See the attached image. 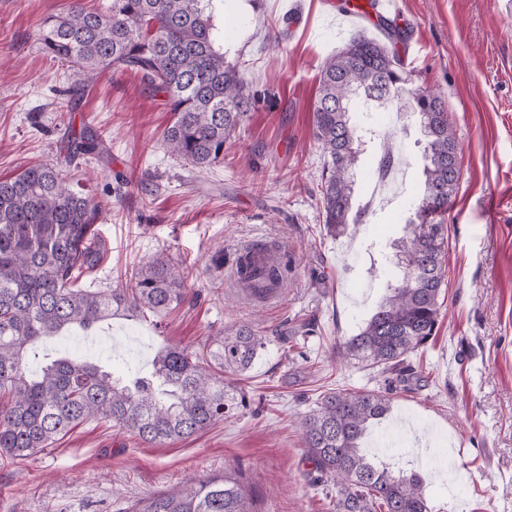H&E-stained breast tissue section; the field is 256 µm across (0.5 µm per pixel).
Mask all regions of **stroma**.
<instances>
[{
	"label": "stroma",
	"instance_id": "obj_1",
	"mask_svg": "<svg viewBox=\"0 0 512 512\" xmlns=\"http://www.w3.org/2000/svg\"><path fill=\"white\" fill-rule=\"evenodd\" d=\"M343 0H224V60L255 99L200 171L167 153L171 119L141 75L112 68L92 81L51 60L43 20L72 4L110 0H0V177L62 157L69 124L88 123L103 146L70 167L71 186L102 206L106 252L82 281L127 288L128 271L163 252L184 269L188 301L165 315L129 313L36 347L35 372L60 355L107 359L113 372L147 370L168 345L202 347L249 323L269 341L244 374L246 406L188 439L150 445L113 423L78 425L25 460L0 457V512H127L187 475L232 471L255 512H332L313 485L295 418L330 389H381L379 369L338 364L335 340L358 333L386 292L381 244L400 234V202L372 205L366 223L327 234L318 187L326 154L312 112L324 60L354 29ZM499 0H401L395 48L415 84L441 92L459 143L460 188L438 220L448 226L439 329L410 355L419 384L392 393L383 425L400 464L420 474L430 512H512V17ZM278 250L288 278L258 301L233 280L241 250ZM309 327L302 349L275 336ZM453 454L451 482L437 463Z\"/></svg>",
	"mask_w": 512,
	"mask_h": 512
}]
</instances>
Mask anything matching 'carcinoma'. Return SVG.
<instances>
[{
	"label": "carcinoma",
	"mask_w": 512,
	"mask_h": 512,
	"mask_svg": "<svg viewBox=\"0 0 512 512\" xmlns=\"http://www.w3.org/2000/svg\"><path fill=\"white\" fill-rule=\"evenodd\" d=\"M213 2L112 0L104 13L75 6L41 23L42 49L85 77L112 67L142 73L172 112L164 146L207 169L251 107L244 81L224 61ZM354 97L410 114L424 137L417 191L404 200L414 216L390 244L402 275L359 332L336 346L338 357L379 368L398 385L417 376L407 358L436 334L448 236L445 225L428 218L445 212L459 189V144L441 97L412 86L398 53L358 32L326 58L313 108L314 134L327 155L320 200L330 235L366 223L371 211L368 201L355 204L365 141L351 120ZM98 151V137L83 126L71 131L64 164ZM394 163L393 153L381 149L369 176L385 179ZM64 164H35L0 178V456L29 458L89 420L111 421L148 444L186 439L246 405L245 395L224 382V373L251 368L265 347L266 337L245 324L212 337L200 352L168 347L149 371L124 378L103 364L67 358L26 374L24 360L39 340L66 328L88 332L121 311L160 314L188 300L184 273L164 253L136 270L130 288L80 286L103 257L94 233L101 207L70 187ZM240 274L245 290L265 298L243 261ZM260 275L273 287L282 283L272 259ZM389 407L383 391L328 390L300 417L315 483L336 488L334 512H430L417 473L377 464L361 448L371 423ZM128 512L252 510L242 482L224 474L190 478L178 489L141 498Z\"/></svg>",
	"instance_id": "1"
}]
</instances>
